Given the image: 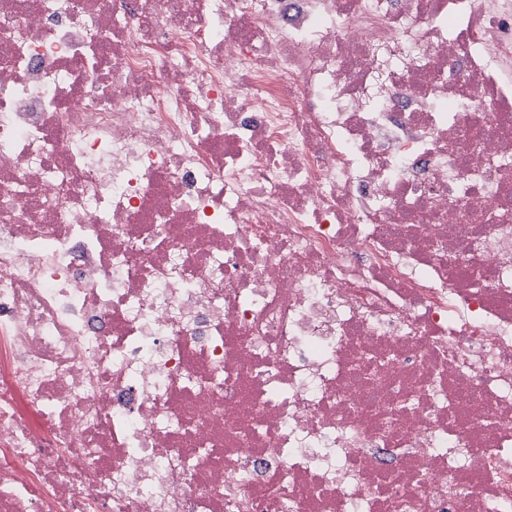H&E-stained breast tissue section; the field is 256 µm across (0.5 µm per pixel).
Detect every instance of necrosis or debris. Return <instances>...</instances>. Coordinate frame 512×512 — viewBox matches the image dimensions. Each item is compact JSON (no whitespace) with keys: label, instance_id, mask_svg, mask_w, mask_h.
Wrapping results in <instances>:
<instances>
[{"label":"necrosis or debris","instance_id":"obj_1","mask_svg":"<svg viewBox=\"0 0 512 512\" xmlns=\"http://www.w3.org/2000/svg\"><path fill=\"white\" fill-rule=\"evenodd\" d=\"M0 367V512H512V0H0Z\"/></svg>","mask_w":512,"mask_h":512}]
</instances>
